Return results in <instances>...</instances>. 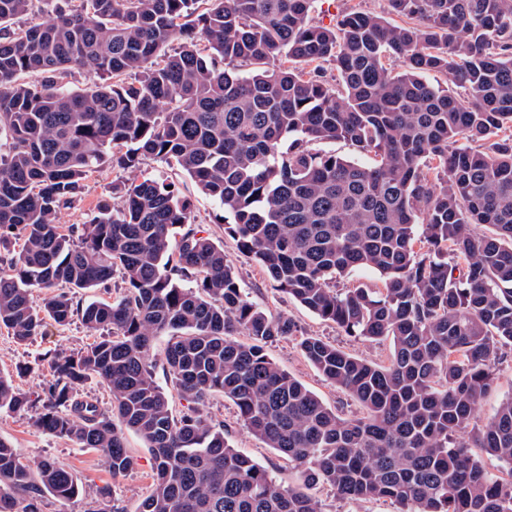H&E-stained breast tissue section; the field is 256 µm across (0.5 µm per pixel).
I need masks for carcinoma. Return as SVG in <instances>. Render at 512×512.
<instances>
[{"instance_id": "1", "label": "carcinoma", "mask_w": 512, "mask_h": 512, "mask_svg": "<svg viewBox=\"0 0 512 512\" xmlns=\"http://www.w3.org/2000/svg\"><path fill=\"white\" fill-rule=\"evenodd\" d=\"M32 2L0 0V245L24 240L0 268V325L22 344L78 316L97 336L51 362L36 423L114 475L130 465L124 431L139 435L155 461L139 512H320L303 491L317 484L397 512H512V480L479 458L512 466V398L472 430L512 345V0H388L408 23L349 10L333 26L313 21L315 0H69L47 23L17 24ZM84 67L100 82L63 84ZM30 72L38 84L20 82ZM337 140L374 163L312 148ZM145 157L175 160L289 297L349 336L391 339L386 364L300 339L363 416H338L267 357L295 324L244 297L171 185L144 175L101 197L89 223H55L95 169ZM355 268L383 287H331ZM117 271L110 301L57 291L108 289ZM162 335L181 397L231 399L302 486L229 445L224 423L173 416L147 363ZM90 375L110 409L78 395ZM29 404L0 376V410ZM77 493L71 472L34 471L0 439V512ZM88 512L122 509L103 487Z\"/></svg>"}]
</instances>
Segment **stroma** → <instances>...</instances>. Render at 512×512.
Instances as JSON below:
<instances>
[{
	"instance_id": "obj_1",
	"label": "stroma",
	"mask_w": 512,
	"mask_h": 512,
	"mask_svg": "<svg viewBox=\"0 0 512 512\" xmlns=\"http://www.w3.org/2000/svg\"><path fill=\"white\" fill-rule=\"evenodd\" d=\"M141 170L172 184L179 195L188 200L192 228L200 236L223 246L224 258L236 271L242 292L249 301L272 315L288 317L296 324L297 335L266 344L265 351L269 358L340 417L359 415L360 405L347 392L326 381L305 358L299 339L306 335L316 336L355 356L377 363L388 362L392 349L390 340L366 341L346 335L334 323L321 319L289 299L259 265L238 250L235 241L225 231L227 220L223 207L202 193L175 164L148 158L144 160ZM134 178V173L109 165L101 166L86 178L75 204L58 213L57 224L66 228L88 223L96 212L100 197L111 194L113 185L128 183ZM93 340V335L77 319L64 326L47 323L43 335L24 344L17 343L6 328H0V376L12 380L30 399L28 408L0 411V438L8 441L31 467H38L43 461L50 460L69 470L80 487L78 495L69 500L46 496L42 512H88L97 490L104 486L111 488L124 512H139L140 504L153 483L152 453L136 434L129 432L125 435L131 464L123 475L115 477L99 452L50 435L35 423L50 378L51 354L77 352ZM496 367L495 383L477 411L475 423L479 426L495 415L503 401L512 397V346L502 348ZM198 411L212 422L223 423L228 443L249 455L279 483H294L296 475L293 464L251 435L239 420L237 409L229 398L215 394L199 405Z\"/></svg>"
}]
</instances>
